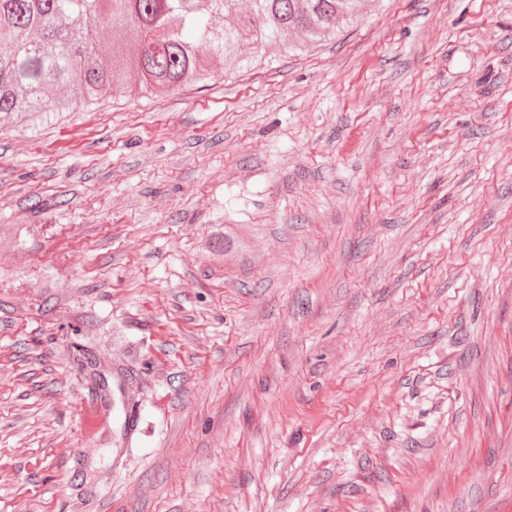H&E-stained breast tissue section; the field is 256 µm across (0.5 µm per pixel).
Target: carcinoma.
<instances>
[{
    "mask_svg": "<svg viewBox=\"0 0 512 512\" xmlns=\"http://www.w3.org/2000/svg\"><path fill=\"white\" fill-rule=\"evenodd\" d=\"M360 0H0V125L42 122L132 78L145 97L298 56ZM119 37L105 42L99 28Z\"/></svg>",
    "mask_w": 512,
    "mask_h": 512,
    "instance_id": "1",
    "label": "carcinoma"
}]
</instances>
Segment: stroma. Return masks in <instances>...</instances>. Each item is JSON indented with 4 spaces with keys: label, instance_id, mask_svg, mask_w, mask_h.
<instances>
[{
    "label": "stroma",
    "instance_id": "1",
    "mask_svg": "<svg viewBox=\"0 0 512 512\" xmlns=\"http://www.w3.org/2000/svg\"><path fill=\"white\" fill-rule=\"evenodd\" d=\"M0 230V512H512V0L0 125ZM79 413L85 432L91 431L111 418V412L95 397H84L79 403Z\"/></svg>",
    "mask_w": 512,
    "mask_h": 512
}]
</instances>
